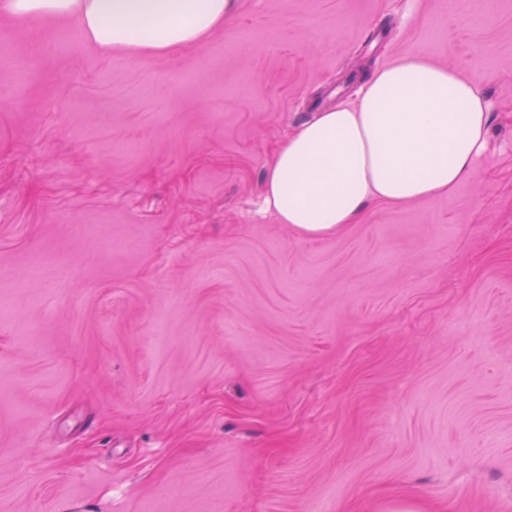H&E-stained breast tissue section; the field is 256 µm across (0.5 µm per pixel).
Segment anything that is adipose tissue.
Returning <instances> with one entry per match:
<instances>
[{
	"instance_id": "1",
	"label": "adipose tissue",
	"mask_w": 512,
	"mask_h": 512,
	"mask_svg": "<svg viewBox=\"0 0 512 512\" xmlns=\"http://www.w3.org/2000/svg\"><path fill=\"white\" fill-rule=\"evenodd\" d=\"M236 0H0L20 18H75L103 52L163 54L202 42ZM492 114L474 80L407 56L371 73L357 98L318 113L279 148L264 182L280 223L340 231L367 205L452 192L490 142Z\"/></svg>"
}]
</instances>
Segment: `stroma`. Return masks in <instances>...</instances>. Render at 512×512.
Here are the masks:
<instances>
[{
  "instance_id": "obj_1",
  "label": "stroma",
  "mask_w": 512,
  "mask_h": 512,
  "mask_svg": "<svg viewBox=\"0 0 512 512\" xmlns=\"http://www.w3.org/2000/svg\"><path fill=\"white\" fill-rule=\"evenodd\" d=\"M2 51L0 512L512 504V0H237L149 56L0 13ZM415 54L490 103L473 174L278 223L277 149Z\"/></svg>"
}]
</instances>
